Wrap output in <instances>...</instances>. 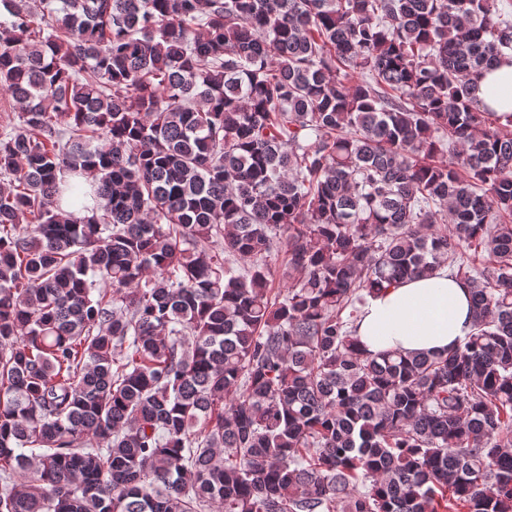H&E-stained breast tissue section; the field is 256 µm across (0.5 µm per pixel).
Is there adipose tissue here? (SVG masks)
I'll return each mask as SVG.
<instances>
[{"label": "adipose tissue", "instance_id": "adipose-tissue-1", "mask_svg": "<svg viewBox=\"0 0 512 512\" xmlns=\"http://www.w3.org/2000/svg\"><path fill=\"white\" fill-rule=\"evenodd\" d=\"M477 96L497 112L512 116V63L502 62L476 79ZM473 286L452 279L447 265L369 298L357 329L360 348L375 354L444 353L459 344L472 323Z\"/></svg>", "mask_w": 512, "mask_h": 512}]
</instances>
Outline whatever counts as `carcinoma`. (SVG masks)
I'll use <instances>...</instances> for the list:
<instances>
[{
	"instance_id": "obj_1",
	"label": "carcinoma",
	"mask_w": 512,
	"mask_h": 512,
	"mask_svg": "<svg viewBox=\"0 0 512 512\" xmlns=\"http://www.w3.org/2000/svg\"><path fill=\"white\" fill-rule=\"evenodd\" d=\"M498 2L0 0V512H512ZM441 262L463 341L362 353ZM474 82H477L478 98L497 110L496 115L501 117L500 122L506 124V120L510 119L509 115L512 116V64L506 60L496 68L483 72ZM492 88H502L509 92L492 97Z\"/></svg>"
}]
</instances>
